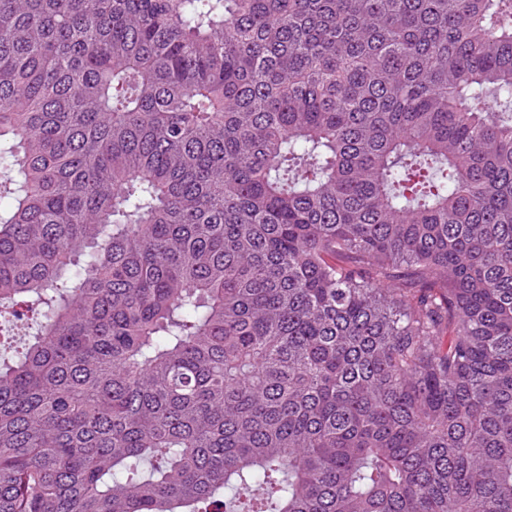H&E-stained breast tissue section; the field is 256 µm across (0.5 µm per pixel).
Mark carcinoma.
Here are the masks:
<instances>
[{
	"mask_svg": "<svg viewBox=\"0 0 512 512\" xmlns=\"http://www.w3.org/2000/svg\"><path fill=\"white\" fill-rule=\"evenodd\" d=\"M0 512H512V0H0Z\"/></svg>",
	"mask_w": 512,
	"mask_h": 512,
	"instance_id": "1",
	"label": "carcinoma"
}]
</instances>
